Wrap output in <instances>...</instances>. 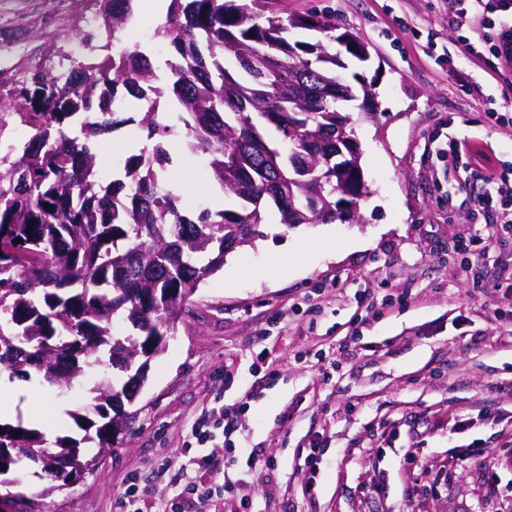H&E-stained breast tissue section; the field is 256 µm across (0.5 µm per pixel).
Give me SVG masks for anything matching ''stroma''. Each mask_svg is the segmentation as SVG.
<instances>
[{"instance_id":"35a3bbf8","label":"stroma","mask_w":512,"mask_h":512,"mask_svg":"<svg viewBox=\"0 0 512 512\" xmlns=\"http://www.w3.org/2000/svg\"><path fill=\"white\" fill-rule=\"evenodd\" d=\"M290 17L327 18L366 44L367 64L349 72L374 82L375 116H357L364 178L371 193L359 201L361 223L308 224L275 232L264 226L254 246L224 261L236 277L208 278L180 316L176 336L152 360L132 409L136 419L98 469L44 497L41 512H117L135 482L146 512L175 492L171 474L205 452L229 461L203 473L220 484L241 480L239 492L217 502L219 512H507L491 497L479 470L456 468L450 449L474 439L488 443L512 481V417L479 419L493 387L512 385V297L476 296L455 277L458 240L479 231L471 198L485 191L474 170L512 165V126L492 125L485 95L512 104V72L458 57L442 0H277ZM94 0H0V78H22L36 64L57 61L47 30H97L98 56L111 52ZM483 145L480 155L448 162L436 151L446 139ZM168 150L173 179L188 184L185 204L211 202L206 169L182 136ZM469 183V192L459 191ZM288 265L280 267V245ZM410 291L412 302L368 317L358 299ZM318 309L309 317L307 306ZM357 343L347 344L351 331ZM264 359L276 372L260 398L239 410ZM459 377L448 384L449 373ZM24 391L18 414L57 407L52 436L81 437L71 417L90 398L92 381L61 392L15 377ZM235 419L231 438L208 449L188 447L192 424L214 410ZM472 417L475 426L458 430ZM418 418L411 434L407 419ZM326 448L315 493L299 453L312 437Z\"/></svg>"}]
</instances>
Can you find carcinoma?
Masks as SVG:
<instances>
[{
  "label": "carcinoma",
  "mask_w": 512,
  "mask_h": 512,
  "mask_svg": "<svg viewBox=\"0 0 512 512\" xmlns=\"http://www.w3.org/2000/svg\"><path fill=\"white\" fill-rule=\"evenodd\" d=\"M112 42L134 0H98ZM314 30L360 63L368 48L317 17L285 18L273 0H171L152 40L168 49L157 67L143 43L93 63L76 59L67 75L41 64L8 88L13 116L29 128L22 147L0 158V366L50 386H66L108 363L126 374L100 379L84 413L81 439L46 438L23 421L0 425V475L26 494L27 462L41 470L46 496L86 473L92 449L112 448L127 426L142 366L162 354L185 305L227 254L263 236L272 205L287 228L340 219L345 194L365 197L361 156L337 167L338 131L356 136L342 103L373 97L374 82L349 83L348 65L325 43L290 41ZM95 51L96 31L46 33ZM169 97L188 150L209 168L234 209L180 205L166 142L176 127L151 107ZM144 103L141 128L152 148L124 158L123 174L105 181L93 139L130 122L129 104ZM79 127L80 135L68 130ZM21 243H15V240Z\"/></svg>",
  "instance_id": "obj_1"
}]
</instances>
